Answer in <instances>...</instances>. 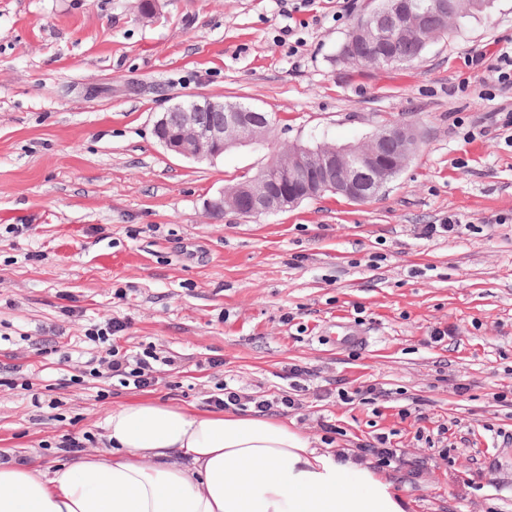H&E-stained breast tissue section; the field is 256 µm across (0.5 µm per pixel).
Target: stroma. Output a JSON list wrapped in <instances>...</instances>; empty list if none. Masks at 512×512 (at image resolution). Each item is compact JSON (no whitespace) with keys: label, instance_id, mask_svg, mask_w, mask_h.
Returning a JSON list of instances; mask_svg holds the SVG:
<instances>
[{"label":"stroma","instance_id":"obj_1","mask_svg":"<svg viewBox=\"0 0 512 512\" xmlns=\"http://www.w3.org/2000/svg\"><path fill=\"white\" fill-rule=\"evenodd\" d=\"M380 5L158 0L144 20L136 0H0L1 451L47 470L70 461L63 438L103 448L118 405L206 412L224 383L288 391L298 364L302 407L283 420L316 447L326 421L333 450L386 433L427 459L412 485L380 470L406 512H512V406L493 399L512 398V90L488 69L512 55V0H488L409 63L341 61ZM201 96L275 115L265 149L167 152L156 118ZM394 121L421 143L375 199L206 211L286 145L362 142ZM451 218L458 232L422 235ZM115 320L119 349L173 358L157 389L87 372L108 351L88 332ZM340 322L363 342L337 347ZM365 383L393 402L338 398Z\"/></svg>","mask_w":512,"mask_h":512}]
</instances>
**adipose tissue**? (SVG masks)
<instances>
[{
	"instance_id": "obj_1",
	"label": "adipose tissue",
	"mask_w": 512,
	"mask_h": 512,
	"mask_svg": "<svg viewBox=\"0 0 512 512\" xmlns=\"http://www.w3.org/2000/svg\"><path fill=\"white\" fill-rule=\"evenodd\" d=\"M105 448L51 472L0 459V512H405L389 479L281 420L123 404Z\"/></svg>"
}]
</instances>
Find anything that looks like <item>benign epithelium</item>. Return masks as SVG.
I'll list each match as a JSON object with an SVG mask.
<instances>
[{
  "label": "benign epithelium",
  "mask_w": 512,
  "mask_h": 512,
  "mask_svg": "<svg viewBox=\"0 0 512 512\" xmlns=\"http://www.w3.org/2000/svg\"><path fill=\"white\" fill-rule=\"evenodd\" d=\"M461 8V0H431L425 12L446 19ZM421 16L411 0H387L384 8L357 19L351 40L379 48L405 39L419 53L443 35L421 24ZM270 126L264 112L241 105L226 109L221 100L201 97L168 109L155 122L154 133L166 150L202 162L230 148L262 144ZM418 145L415 131L397 123L356 145L293 144L254 177L221 191L207 203V212L228 208L254 215L277 213L326 191L366 201L403 169Z\"/></svg>",
  "instance_id": "7a95c632"
}]
</instances>
